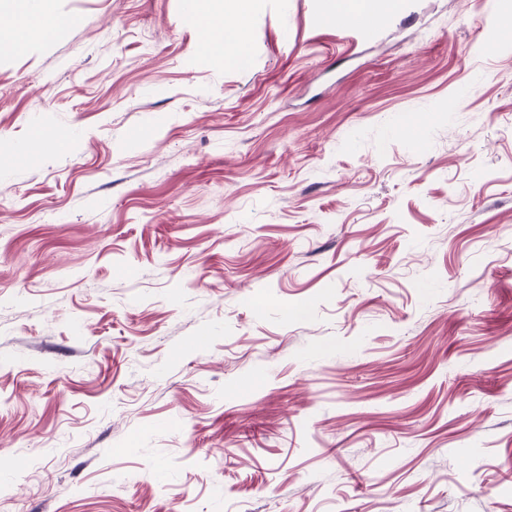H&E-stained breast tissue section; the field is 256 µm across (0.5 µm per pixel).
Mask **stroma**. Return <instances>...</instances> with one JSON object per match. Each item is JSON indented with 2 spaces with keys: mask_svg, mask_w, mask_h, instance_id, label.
Masks as SVG:
<instances>
[{
  "mask_svg": "<svg viewBox=\"0 0 512 512\" xmlns=\"http://www.w3.org/2000/svg\"><path fill=\"white\" fill-rule=\"evenodd\" d=\"M49 0L0 53V512H512V47ZM304 308L303 316L293 311ZM209 346L192 347L198 335ZM3 2L9 3L12 35L9 38L0 40L1 53L22 49L30 35H42L47 22H52L57 27H62L69 22L68 19L49 13L44 5L46 1H38L36 9L30 7L28 0L1 1V9ZM209 11L201 18L206 39L203 49L207 54L224 56V27L227 46H239L235 62L241 66L247 63L245 46L249 39V18L254 9V0H209ZM234 37H233V33Z\"/></svg>",
  "mask_w": 512,
  "mask_h": 512,
  "instance_id": "stroma-1",
  "label": "stroma"
}]
</instances>
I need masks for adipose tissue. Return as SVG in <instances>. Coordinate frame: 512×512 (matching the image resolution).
I'll return each mask as SVG.
<instances>
[{"instance_id": "ef3b65f1", "label": "adipose tissue", "mask_w": 512, "mask_h": 512, "mask_svg": "<svg viewBox=\"0 0 512 512\" xmlns=\"http://www.w3.org/2000/svg\"><path fill=\"white\" fill-rule=\"evenodd\" d=\"M11 11V37L0 40V51L11 52L23 48L27 38L42 33L46 25L64 26L65 18L49 13L45 6L30 7L28 0H8ZM254 0H210L208 12L201 19L206 39L203 49L210 55H223L224 31L232 29L239 47L235 55L237 64L247 62L244 48L249 39V18Z\"/></svg>"}]
</instances>
